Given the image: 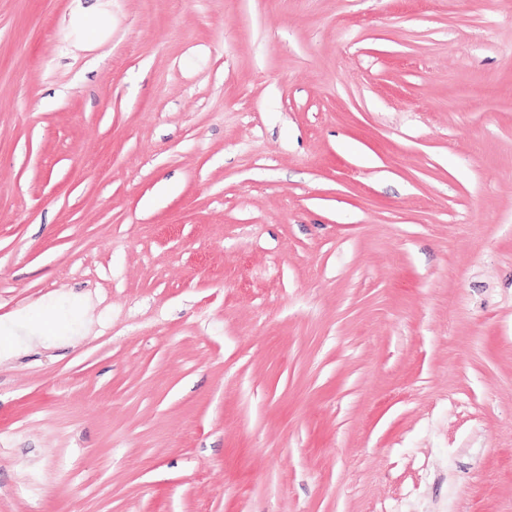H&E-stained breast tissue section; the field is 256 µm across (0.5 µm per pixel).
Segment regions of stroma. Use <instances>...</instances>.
<instances>
[{"instance_id":"stroma-1","label":"stroma","mask_w":512,"mask_h":512,"mask_svg":"<svg viewBox=\"0 0 512 512\" xmlns=\"http://www.w3.org/2000/svg\"><path fill=\"white\" fill-rule=\"evenodd\" d=\"M42 319L0 512H512V0H0Z\"/></svg>"}]
</instances>
